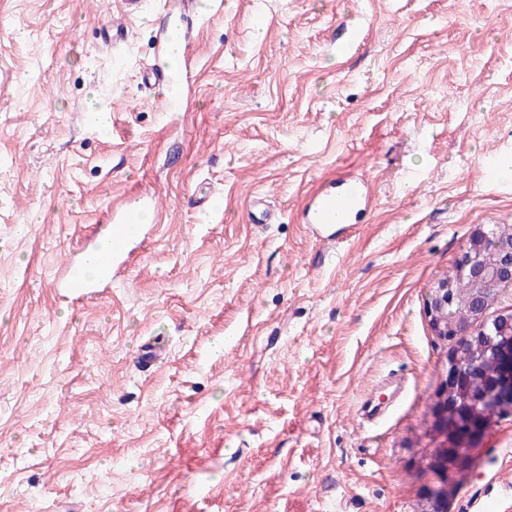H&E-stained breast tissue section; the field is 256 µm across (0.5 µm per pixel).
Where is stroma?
I'll return each mask as SVG.
<instances>
[{
    "mask_svg": "<svg viewBox=\"0 0 512 512\" xmlns=\"http://www.w3.org/2000/svg\"><path fill=\"white\" fill-rule=\"evenodd\" d=\"M176 2L115 46L122 0H0V512H426L453 347L426 298L512 227L484 171L512 167V0H203L164 117L142 67ZM344 178L375 201L331 246L300 210ZM147 198L152 237L63 301L68 255ZM448 480L447 512H512V416Z\"/></svg>",
    "mask_w": 512,
    "mask_h": 512,
    "instance_id": "obj_1",
    "label": "stroma"
}]
</instances>
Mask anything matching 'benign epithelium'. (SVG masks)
I'll list each match as a JSON object with an SVG mask.
<instances>
[{
    "label": "benign epithelium",
    "instance_id": "7a95c632",
    "mask_svg": "<svg viewBox=\"0 0 512 512\" xmlns=\"http://www.w3.org/2000/svg\"><path fill=\"white\" fill-rule=\"evenodd\" d=\"M490 236L480 231L469 240L453 276L434 287L425 315L434 335L454 341L448 368L432 415L439 445L427 459L438 486L428 492L430 512H443L448 473L461 469L464 449L477 442L496 418L512 415V231ZM467 308L462 320L448 319L453 302Z\"/></svg>",
    "mask_w": 512,
    "mask_h": 512
}]
</instances>
